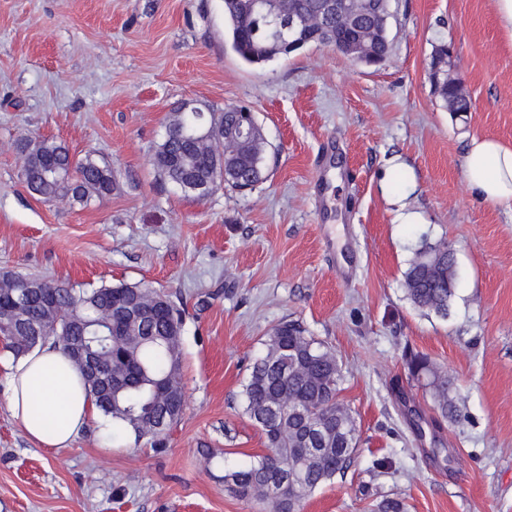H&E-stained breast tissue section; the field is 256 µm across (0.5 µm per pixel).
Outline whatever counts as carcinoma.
<instances>
[{
	"instance_id": "obj_1",
	"label": "carcinoma",
	"mask_w": 512,
	"mask_h": 512,
	"mask_svg": "<svg viewBox=\"0 0 512 512\" xmlns=\"http://www.w3.org/2000/svg\"><path fill=\"white\" fill-rule=\"evenodd\" d=\"M240 0H224V19L235 53L249 64H261L278 55H287L288 41L297 33L279 29L274 24L276 10L272 0H257L250 23L241 15ZM388 2L380 4L379 13L361 19V23L377 24L380 31L372 43V58L377 64L390 53L387 33ZM238 120L235 106L220 112L204 113L202 131L207 136L188 146L174 138L180 128L195 126L186 112L175 113L164 138L155 152L154 163L159 173L173 185L183 181V174L196 171L203 176L200 185L213 190L227 185L241 190L265 180L267 154L252 144H239L232 155L224 157L214 149L224 146V133ZM23 155L24 182L46 201L67 198L89 204L94 198L112 193V167L90 157L78 158L61 142L35 138L27 134L16 141ZM455 261L445 244L424 243L416 250L404 273L407 298L422 309L438 316H448V303L454 293ZM28 288V303L23 322L5 333V348L18 358L38 344L52 339L71 354L73 326L83 324L87 335L100 340L94 350L103 355L112 374L131 376V383L116 389L105 398L92 381L83 377L89 394L104 415L131 430L135 439L153 442L176 424L184 409L181 376L183 320L180 310L168 295L139 285H102L76 288L69 284L13 271L0 272V300L8 301L11 289ZM53 291L56 307L46 305V291ZM139 295L164 303L168 313L154 308L130 321L112 310V324L105 321V310L111 303L127 304ZM301 358L305 375L291 370V361ZM411 377L432 394L440 415L454 420L457 406L450 396L448 379L424 355L410 357ZM343 379L342 363L336 354L293 321L276 325L265 341V354L257 359L243 386L245 412L253 425L265 436L267 453L258 460L224 474L227 490L242 499L268 500L273 512H298L302 500L336 475L343 474L359 451V430L350 410L339 399ZM300 396L299 412L288 410L277 402L283 391ZM318 425L321 436L317 452L309 457L304 447L303 430ZM288 473V484L268 492L270 475ZM372 512H407L400 497H385L373 505Z\"/></svg>"
}]
</instances>
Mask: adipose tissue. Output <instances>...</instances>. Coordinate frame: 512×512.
<instances>
[{
	"mask_svg": "<svg viewBox=\"0 0 512 512\" xmlns=\"http://www.w3.org/2000/svg\"><path fill=\"white\" fill-rule=\"evenodd\" d=\"M463 170L478 196L512 209V148L471 137ZM0 381L11 416L40 447L66 448L90 428L106 436L115 428L111 418L99 414L79 371L54 342L9 361Z\"/></svg>",
	"mask_w": 512,
	"mask_h": 512,
	"instance_id": "1",
	"label": "adipose tissue"
}]
</instances>
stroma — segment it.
<instances>
[{"label": "stroma", "mask_w": 512, "mask_h": 512, "mask_svg": "<svg viewBox=\"0 0 512 512\" xmlns=\"http://www.w3.org/2000/svg\"><path fill=\"white\" fill-rule=\"evenodd\" d=\"M389 12L380 65L322 45L251 65L224 36V0H0V271L170 295L185 394L163 445L91 429L56 449L24 434L0 391V512H273L231 494L224 471L265 451L242 391L286 320L342 362L361 438L302 512H370L392 494L408 512H512V210L463 174L470 137L512 148V38L494 0ZM442 44L469 111L432 80ZM186 102L250 108L262 183L201 199L160 176L156 146ZM24 133L110 164L111 194L84 206L31 192ZM424 242L455 257L444 319L405 294ZM412 353L447 374L459 421L411 379Z\"/></svg>", "instance_id": "1"}]
</instances>
